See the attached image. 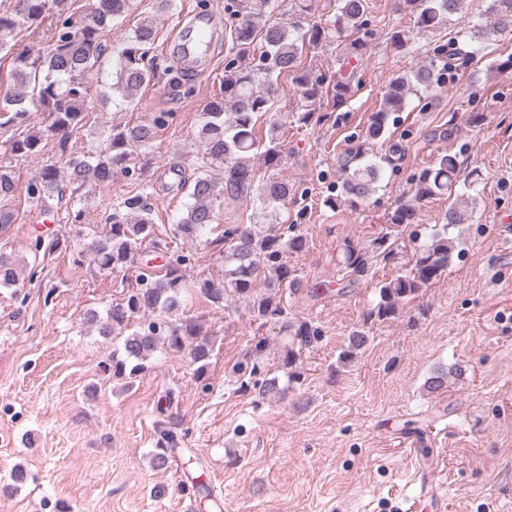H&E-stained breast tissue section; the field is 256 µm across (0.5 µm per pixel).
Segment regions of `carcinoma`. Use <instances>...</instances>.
I'll list each match as a JSON object with an SVG mask.
<instances>
[{"label": "carcinoma", "instance_id": "cac0c4a2", "mask_svg": "<svg viewBox=\"0 0 512 512\" xmlns=\"http://www.w3.org/2000/svg\"><path fill=\"white\" fill-rule=\"evenodd\" d=\"M291 21L264 22L272 12L273 0H224V13L231 19V47L224 59V78L220 93L215 95L202 113L198 130L201 150L196 155L195 173L189 179L180 176L178 188L186 191L190 202L178 221L177 236L192 242L216 221V207L221 199L230 200L257 196L265 216L275 218L280 204L288 201L293 188L288 181L268 176L256 182L254 161L266 170H277L284 163L278 142V128H270L263 139L256 132L260 114L273 108V100L283 76L292 79L302 97L315 103L323 95L333 93L334 101L342 102L351 88L361 83L355 66H340L334 75L316 72L304 65L303 52L330 39L331 33L341 37L349 33V54L363 55L374 38L366 18L368 0H337L338 14L333 25L313 22L306 0H293ZM410 5L418 30L427 32L443 18L463 11L466 0H405ZM131 0H86V12L77 14L69 0H16L9 13H0V36L21 28L29 21L52 12L55 28L50 43L34 49L12 45L13 80L17 90L0 98V113H7L5 124L22 125L30 112L47 114L46 130H29L13 137L11 154L29 156L38 152L44 133L58 138L66 150L69 138L89 121L91 104L98 94L94 73L102 67L108 51L107 33L112 21L128 14ZM486 14L492 26L486 33L512 29V0H488ZM156 30L149 17L140 19L132 28L125 46L112 59L115 82L112 92L129 104L141 88L159 77L158 66L145 65L155 44ZM458 55L455 44H439L428 61L417 66L413 76H398L386 92L380 109L365 131L367 143L382 140L393 115L402 111L408 95L428 97L442 83L443 73L455 67ZM171 112H155L146 122L113 126L108 135V148L95 155L67 157L69 181L84 184L90 180L108 184L117 173L130 175L134 155L151 145L173 122ZM224 169V187L209 175V169ZM380 168L373 161L344 168L339 202L358 206L373 190ZM457 178L456 157L450 153L436 158L415 178L414 197L424 202L452 191ZM66 185L54 166L43 167L27 185L29 199L39 203L56 194L63 196ZM153 209L145 189L126 196L109 217L108 231L98 236L89 252V261L101 269L120 272L133 261L142 245L159 248L152 237ZM412 207L397 206L388 216L386 231L364 245L343 241L331 262L336 268V285L346 288L372 276L373 262L388 263L395 259L401 232L409 224ZM468 220L467 210L453 203L442 217V230L414 256L411 267L379 283V300L364 317V324L396 318L399 306L415 298L422 290L439 280L458 250V240L448 236V227ZM218 242L224 244V287L216 288L208 280L197 283L196 294L221 302L230 295L246 301L252 317L265 324H280L287 343L279 355V365L287 370L288 385L270 375L262 362L267 350L263 336H252L251 345L238 362L240 389L253 390L264 399L280 396L288 386L302 377L304 350L320 339V330L310 319L288 316L281 288L298 286L295 269L288 265V256L307 246V238L296 232L294 225L224 224ZM190 256L178 254L162 274L145 270L139 275V287L127 291L121 301L110 305L106 316L91 313L90 323L98 335L112 342V354L100 364V371L112 379L133 382L149 368L150 359L162 346L187 353L197 377L206 374L213 357L215 342L203 324L193 318L174 320L186 301L183 267ZM22 270L9 256L0 255V285L16 286ZM142 321L133 331L132 320ZM369 332L358 329L351 333L338 355V364L347 365L369 343ZM166 409L159 411L156 466L165 468L169 460L183 462L185 469L199 463L193 456L183 459L187 432L166 424ZM192 491L203 512L212 508V490L191 478Z\"/></svg>", "mask_w": 512, "mask_h": 512}]
</instances>
